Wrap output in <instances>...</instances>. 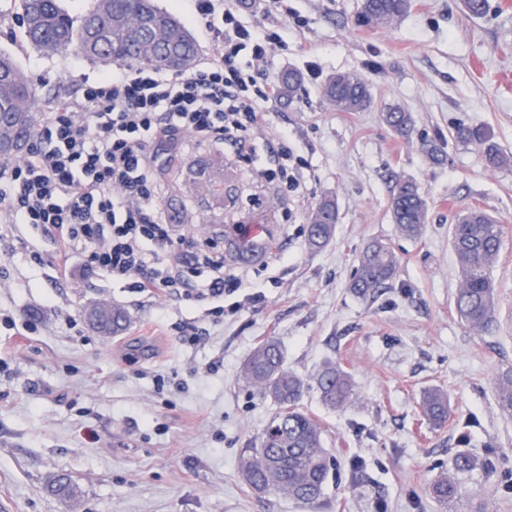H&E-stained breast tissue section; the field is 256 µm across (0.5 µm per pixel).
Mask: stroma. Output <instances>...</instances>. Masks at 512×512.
<instances>
[{"mask_svg": "<svg viewBox=\"0 0 512 512\" xmlns=\"http://www.w3.org/2000/svg\"><path fill=\"white\" fill-rule=\"evenodd\" d=\"M359 5L243 3L251 22L288 24V46L275 51L270 73L304 75L299 98L278 102L256 135L261 144L287 132L305 160L299 196L281 199L219 146L186 139L160 156V202L181 208L184 231L220 243L245 224L269 242L261 261L231 265L243 284L223 309L137 292L79 258L54 260L52 243L35 230L0 228V512H442L429 487L459 452L480 467L459 475L456 512H512V417L495 390L512 370V168L489 167L479 146L452 136L457 126H481L512 154V0H488L480 16L462 0H412L391 26L363 22ZM18 30L14 16L0 14V51L16 53L34 80L37 118L106 70L74 51L19 50ZM342 72L367 81L370 108H330L322 88ZM391 106L411 113L410 137L384 122ZM427 141L440 145L442 164L429 160ZM399 176L413 179L428 205L412 239L389 210ZM325 195L336 200V232L312 252L304 230ZM471 208L502 229L492 271L498 324L479 335L454 312L449 234ZM373 240L389 243L401 267L389 287L364 298L349 280ZM98 303L127 311L122 333L90 327L86 311ZM186 324L198 328L199 342L184 341ZM270 337L305 382L300 406L320 423L333 464L312 507L255 493L239 471L242 451L278 411L241 377ZM328 362L354 384L341 408L325 405L317 387ZM433 389L448 396L441 427L422 411ZM61 473L78 482V501L50 494Z\"/></svg>", "mask_w": 512, "mask_h": 512, "instance_id": "obj_1", "label": "stroma"}]
</instances>
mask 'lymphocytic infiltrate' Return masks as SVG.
<instances>
[{
  "instance_id": "lymphocytic-infiltrate-1",
  "label": "lymphocytic infiltrate",
  "mask_w": 512,
  "mask_h": 512,
  "mask_svg": "<svg viewBox=\"0 0 512 512\" xmlns=\"http://www.w3.org/2000/svg\"><path fill=\"white\" fill-rule=\"evenodd\" d=\"M188 4L214 46L204 65L184 74L118 66L60 101L0 175V215L40 227L59 255H80L85 267L137 291L220 299L242 281L225 275L216 243L176 235L150 146L186 137L225 145L259 178L300 188L287 143L267 158L250 145L277 94L264 65L286 47L288 30L245 24L239 0Z\"/></svg>"
}]
</instances>
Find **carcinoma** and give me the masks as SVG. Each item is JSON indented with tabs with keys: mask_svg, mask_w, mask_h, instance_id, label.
I'll return each mask as SVG.
<instances>
[{
	"mask_svg": "<svg viewBox=\"0 0 512 512\" xmlns=\"http://www.w3.org/2000/svg\"><path fill=\"white\" fill-rule=\"evenodd\" d=\"M411 9V0H362L360 17L367 23L392 25ZM9 10L20 21L18 46L47 55L77 51L92 63L126 64L133 68H150L171 73L193 70L200 58V47L193 33L172 13L161 8L157 0H91L79 17L72 16L62 0H10ZM136 16L149 19L150 25L134 26ZM154 51H144L147 46ZM304 76L297 70H286L278 78L277 93L292 100L298 97ZM35 85L21 72L16 57L0 52V144L10 149L0 151V161L16 157L21 143L36 124L32 105ZM323 97L340 112H361L372 101L369 84L359 75L337 73L323 86ZM386 124L397 134L407 136L413 128L410 113L393 106L383 113ZM462 143L482 149L486 163L493 168L512 167V155L503 153L488 132L479 126H460L454 131ZM389 207L399 233L415 238L427 220V202L417 183L405 177L395 181ZM338 221L334 200L317 201L306 225L305 240L309 249L319 250L329 243ZM501 227L479 209L457 216L450 225L452 248L457 267L458 288L454 307L458 318L471 330L489 332L497 324L496 298L498 285L490 271L500 254ZM230 248L224 259L250 262L259 253L250 245ZM400 258L387 243L373 241L358 257L349 288L362 296H372L397 277ZM93 327L103 335H114L125 329L126 312L113 306L97 305L88 314ZM247 381L261 394L271 398L280 408L258 437L246 449L239 468L251 489L259 493L273 492L305 506L316 505L324 494L331 462L323 448L322 428L318 421L299 407L305 383L288 369L278 342L269 338L260 343L243 365ZM317 386L326 404L336 408L352 396L349 373L340 365H326L318 374ZM500 409L512 416V370L502 374L496 383ZM423 411L435 426L448 422V398L441 390L429 391L423 399ZM453 472L441 474L431 487V494L441 504L459 494L455 474L475 468L467 453L453 458ZM49 492L63 500L80 496L79 485L67 475L57 476Z\"/></svg>",
	"mask_w": 512,
	"mask_h": 512,
	"instance_id": "1",
	"label": "carcinoma"
}]
</instances>
